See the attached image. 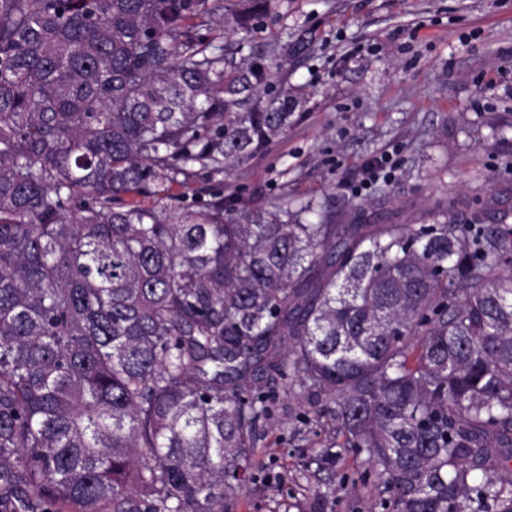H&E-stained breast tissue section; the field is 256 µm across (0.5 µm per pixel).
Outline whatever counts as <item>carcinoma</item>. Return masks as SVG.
I'll list each match as a JSON object with an SVG mask.
<instances>
[{
    "label": "carcinoma",
    "mask_w": 512,
    "mask_h": 512,
    "mask_svg": "<svg viewBox=\"0 0 512 512\" xmlns=\"http://www.w3.org/2000/svg\"><path fill=\"white\" fill-rule=\"evenodd\" d=\"M215 11L0 0V512H233L278 388L332 396L393 512H512V214L134 200L292 120Z\"/></svg>",
    "instance_id": "obj_1"
}]
</instances>
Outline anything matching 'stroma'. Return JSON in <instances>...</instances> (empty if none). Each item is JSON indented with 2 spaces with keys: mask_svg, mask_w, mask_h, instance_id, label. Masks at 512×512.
Returning <instances> with one entry per match:
<instances>
[{
  "mask_svg": "<svg viewBox=\"0 0 512 512\" xmlns=\"http://www.w3.org/2000/svg\"><path fill=\"white\" fill-rule=\"evenodd\" d=\"M253 26L244 45L228 33L224 51L239 64L271 57L263 96L299 90V118L196 191L173 187L178 204L312 198L340 224L411 222L437 200L476 196L485 223L512 210V0H268ZM385 154L395 179L354 195ZM274 399L234 512H385L360 458L323 453L330 397Z\"/></svg>",
  "mask_w": 512,
  "mask_h": 512,
  "instance_id": "stroma-1",
  "label": "stroma"
}]
</instances>
